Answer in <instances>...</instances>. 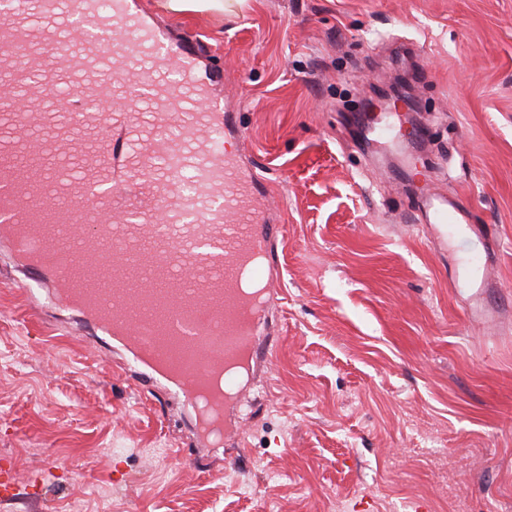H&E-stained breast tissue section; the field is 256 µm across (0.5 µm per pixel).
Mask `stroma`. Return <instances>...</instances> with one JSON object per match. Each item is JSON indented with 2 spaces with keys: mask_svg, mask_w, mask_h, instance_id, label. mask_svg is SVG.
<instances>
[{
  "mask_svg": "<svg viewBox=\"0 0 512 512\" xmlns=\"http://www.w3.org/2000/svg\"><path fill=\"white\" fill-rule=\"evenodd\" d=\"M162 2L135 5L221 73L223 146L283 228L242 441L197 443L0 246V512H512V0ZM407 50L428 136L365 145L351 116ZM414 166L492 226L497 293L431 243Z\"/></svg>",
  "mask_w": 512,
  "mask_h": 512,
  "instance_id": "35a3bbf8",
  "label": "stroma"
}]
</instances>
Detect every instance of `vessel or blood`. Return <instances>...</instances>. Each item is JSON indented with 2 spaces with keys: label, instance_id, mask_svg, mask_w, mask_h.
I'll return each mask as SVG.
<instances>
[{
  "label": "vessel or blood",
  "instance_id": "vessel-or-blood-1",
  "mask_svg": "<svg viewBox=\"0 0 512 512\" xmlns=\"http://www.w3.org/2000/svg\"><path fill=\"white\" fill-rule=\"evenodd\" d=\"M0 50L14 62L0 72V241L26 270L53 282L51 294L123 347L149 379L182 396L209 446L196 374L171 376L161 351L146 350L149 306L163 300L175 334L197 366L245 359L254 365L271 291L280 228L264 221L266 200L209 132L229 124L220 102L196 109L204 92L195 51L129 0H17L0 20ZM132 99L130 111L115 110ZM192 169L194 193L180 176ZM434 239L470 230L466 262L488 274L493 242L447 197L428 202ZM136 271L139 288L104 291L76 284L74 263Z\"/></svg>",
  "mask_w": 512,
  "mask_h": 512
}]
</instances>
